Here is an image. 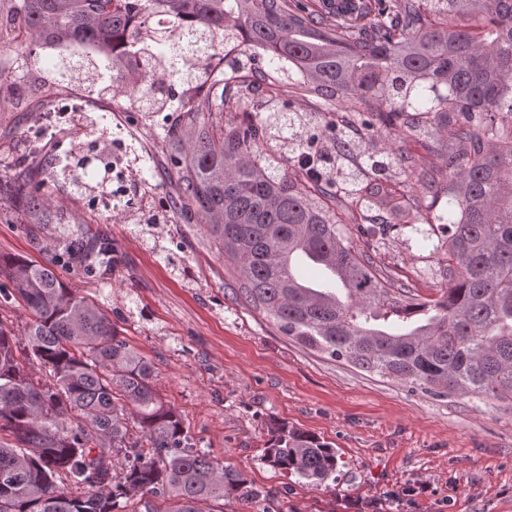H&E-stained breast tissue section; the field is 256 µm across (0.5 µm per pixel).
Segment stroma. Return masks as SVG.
I'll use <instances>...</instances> for the list:
<instances>
[{"label":"stroma","mask_w":512,"mask_h":512,"mask_svg":"<svg viewBox=\"0 0 512 512\" xmlns=\"http://www.w3.org/2000/svg\"><path fill=\"white\" fill-rule=\"evenodd\" d=\"M0 69L15 76L0 91V177L9 178L35 118L26 106L53 85L55 64L41 48L17 53L2 29ZM112 109L113 123L136 134L150 161L149 184L176 185L157 137L164 114L145 121L120 103ZM50 190L76 221L102 223L122 257L111 284L68 272V287L105 305L200 447L266 493L254 503L226 504L224 512H512V406L457 393L438 401L411 394L282 336L241 297L238 274L208 225L143 228L91 212L71 188ZM156 239L170 256L152 251ZM50 243L42 229L21 223L18 208L0 209V254L42 262ZM378 263L390 278L409 282L413 298H437L439 263L429 245L394 240ZM272 421L336 448L335 478L317 487L263 463Z\"/></svg>","instance_id":"stroma-1"}]
</instances>
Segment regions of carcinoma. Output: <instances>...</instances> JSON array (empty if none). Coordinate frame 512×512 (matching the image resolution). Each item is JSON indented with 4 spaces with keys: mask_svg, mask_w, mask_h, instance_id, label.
<instances>
[{
    "mask_svg": "<svg viewBox=\"0 0 512 512\" xmlns=\"http://www.w3.org/2000/svg\"><path fill=\"white\" fill-rule=\"evenodd\" d=\"M153 14L168 27L140 29ZM16 46L83 43L112 56L95 69L150 118L192 85L163 126L177 176L168 208L141 224L211 226L244 300L299 344L411 392L512 400V0H20L0 14ZM317 97L299 111L291 97ZM399 139L436 147L422 166ZM93 142L75 166L99 160ZM0 204L26 224L58 225L68 267L106 280L112 238L42 187L52 161H17ZM448 171L438 185L436 173ZM448 197V215H412L414 195ZM406 220L422 240L447 237L435 300L407 297L377 268L383 239ZM323 256L334 288L304 284L295 263ZM24 256L0 255V304L31 313L21 336L0 320V512H224L264 497L199 448L157 393L153 368L112 328L98 299ZM34 356L50 377L25 366ZM262 460L319 483L336 450L269 424Z\"/></svg>",
    "mask_w": 512,
    "mask_h": 512,
    "instance_id": "obj_1",
    "label": "carcinoma"
}]
</instances>
